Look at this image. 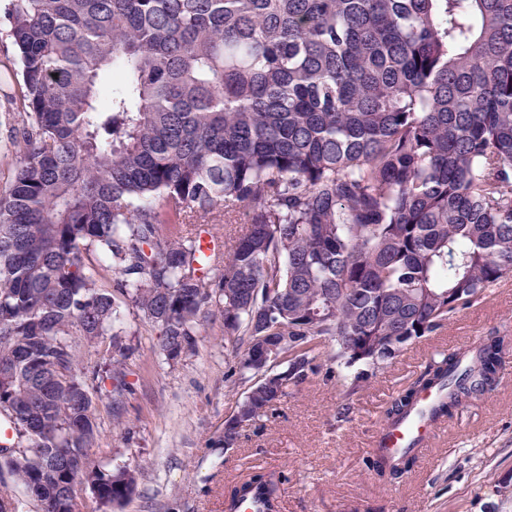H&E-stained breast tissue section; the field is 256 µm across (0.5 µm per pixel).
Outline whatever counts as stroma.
Instances as JSON below:
<instances>
[{
  "instance_id": "stroma-1",
  "label": "stroma",
  "mask_w": 512,
  "mask_h": 512,
  "mask_svg": "<svg viewBox=\"0 0 512 512\" xmlns=\"http://www.w3.org/2000/svg\"><path fill=\"white\" fill-rule=\"evenodd\" d=\"M121 331L133 350L119 410L99 403L89 450L106 467L139 473L115 512H224L230 489L256 469L286 475L277 512H512V277L436 334L408 346L361 389L345 397L339 381L313 377L285 398L263 427L231 453L212 447L244 390L228 373L233 356L219 316L199 327L193 354L170 362L157 330L128 312ZM508 337L497 386L448 418L418 451L410 473L379 481L365 460L376 447L382 412L424 362L471 349L490 333ZM350 403L347 422L336 409Z\"/></svg>"
}]
</instances>
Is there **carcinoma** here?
I'll return each instance as SVG.
<instances>
[{"mask_svg": "<svg viewBox=\"0 0 512 512\" xmlns=\"http://www.w3.org/2000/svg\"><path fill=\"white\" fill-rule=\"evenodd\" d=\"M17 123L0 145V463L78 512L139 472L88 454L96 401L126 391L135 308L175 361L224 320L245 390L215 444L236 448L322 369L345 393L512 276V0H7ZM239 224L201 252L203 227ZM278 346L266 368L252 353ZM103 348L97 394L79 344ZM332 353L321 360V350ZM505 337L429 362L383 411L439 396L438 422L497 384ZM415 462L374 450L398 480ZM284 475L254 471L275 512Z\"/></svg>", "mask_w": 512, "mask_h": 512, "instance_id": "obj_1", "label": "carcinoma"}]
</instances>
